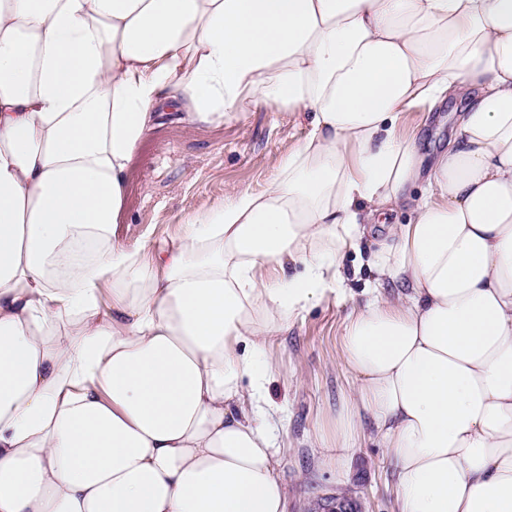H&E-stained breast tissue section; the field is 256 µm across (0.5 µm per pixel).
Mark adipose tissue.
Wrapping results in <instances>:
<instances>
[{
    "label": "adipose tissue",
    "mask_w": 512,
    "mask_h": 512,
    "mask_svg": "<svg viewBox=\"0 0 512 512\" xmlns=\"http://www.w3.org/2000/svg\"><path fill=\"white\" fill-rule=\"evenodd\" d=\"M259 107L309 115L263 190L118 241L160 110ZM377 226L336 441L512 512V0H0V512H287L268 349ZM454 107V102L448 101L435 112H429L425 121V113H415L416 121L421 122L418 145L422 154L432 155L444 146L453 126Z\"/></svg>",
    "instance_id": "1"
}]
</instances>
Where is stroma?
I'll return each instance as SVG.
<instances>
[{
    "instance_id": "35a3bbf8",
    "label": "stroma",
    "mask_w": 512,
    "mask_h": 512,
    "mask_svg": "<svg viewBox=\"0 0 512 512\" xmlns=\"http://www.w3.org/2000/svg\"><path fill=\"white\" fill-rule=\"evenodd\" d=\"M454 102L428 113L418 130L422 154L441 149L453 126ZM308 131L301 112L260 108L220 126L193 128L163 114L134 154L127 177L126 218L119 235L128 243L175 234L190 216L219 208L235 186L262 190L282 155ZM371 241L349 257V292L336 295L299 317L278 337L269 354L278 370L265 395L269 426L283 448L276 472L288 512H311L317 498L346 496L363 512H398L392 464L377 436L368 432L336 456V414L353 387L342 362L339 338L345 319L364 306Z\"/></svg>"
}]
</instances>
